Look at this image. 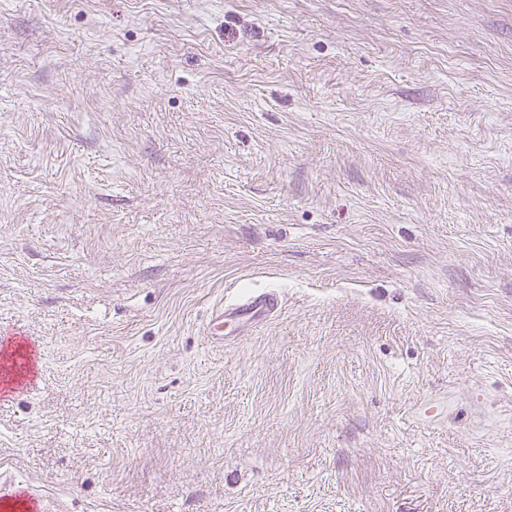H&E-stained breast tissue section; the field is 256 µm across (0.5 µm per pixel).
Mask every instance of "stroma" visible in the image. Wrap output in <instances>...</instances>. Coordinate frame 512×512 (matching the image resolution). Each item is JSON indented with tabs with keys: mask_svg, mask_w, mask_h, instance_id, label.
I'll list each match as a JSON object with an SVG mask.
<instances>
[{
	"mask_svg": "<svg viewBox=\"0 0 512 512\" xmlns=\"http://www.w3.org/2000/svg\"><path fill=\"white\" fill-rule=\"evenodd\" d=\"M16 334L47 512H512V0H0ZM278 307V296L273 292H260L244 301L221 305L211 316L210 335L224 339L225 328V336H236L246 328L274 316Z\"/></svg>",
	"mask_w": 512,
	"mask_h": 512,
	"instance_id": "obj_1",
	"label": "stroma"
}]
</instances>
